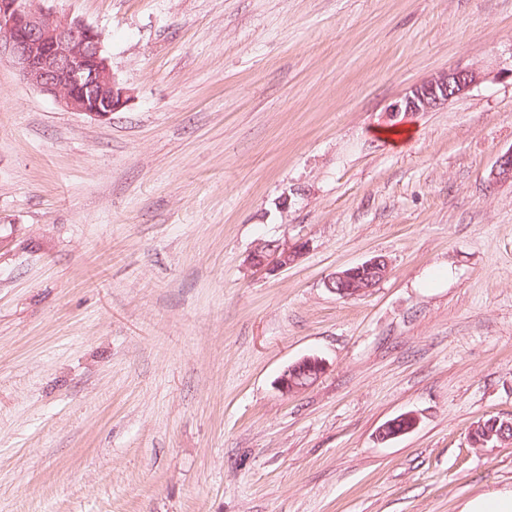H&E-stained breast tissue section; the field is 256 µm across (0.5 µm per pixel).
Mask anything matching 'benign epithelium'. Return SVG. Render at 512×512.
Returning a JSON list of instances; mask_svg holds the SVG:
<instances>
[{"mask_svg": "<svg viewBox=\"0 0 512 512\" xmlns=\"http://www.w3.org/2000/svg\"><path fill=\"white\" fill-rule=\"evenodd\" d=\"M11 59L21 79L52 96L69 112H79L94 120L112 118L123 109L127 91L120 85L104 54L102 33L95 27L43 11L26 0H0V56ZM484 79L473 67L457 66L435 74L405 93L391 107V114L431 112L459 97ZM495 182L512 181V149L501 154L491 172ZM307 243L266 244L255 249L250 264L269 271L296 265ZM388 263L380 256L334 273L327 288L343 298L358 297L386 276ZM323 359L305 356L288 365L277 380L286 395L314 384L324 373ZM483 442L512 444V416L491 421ZM417 419L401 415L381 431V439H392L412 431Z\"/></svg>", "mask_w": 512, "mask_h": 512, "instance_id": "1", "label": "benign epithelium"}]
</instances>
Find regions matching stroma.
<instances>
[{
    "label": "stroma",
    "instance_id": "stroma-1",
    "mask_svg": "<svg viewBox=\"0 0 512 512\" xmlns=\"http://www.w3.org/2000/svg\"><path fill=\"white\" fill-rule=\"evenodd\" d=\"M129 100L0 59V512H465L512 493V0H34ZM455 66L484 81L389 109ZM411 126L395 145L378 129ZM305 241L260 271L259 243ZM387 276L344 299L328 278ZM326 371L282 394L289 364ZM417 425L381 440L392 419ZM306 242L286 245L266 244L255 249L250 256V264L258 269L269 271L287 269L296 265L304 256ZM388 263L383 257H373L360 264L334 273L326 283L327 288L342 298H355L375 288L374 282L384 278ZM493 429L485 428L486 434L483 438V444L488 442L510 443L512 444V416L503 419L496 418L491 421ZM500 427L498 428V426Z\"/></svg>",
    "mask_w": 512,
    "mask_h": 512
}]
</instances>
